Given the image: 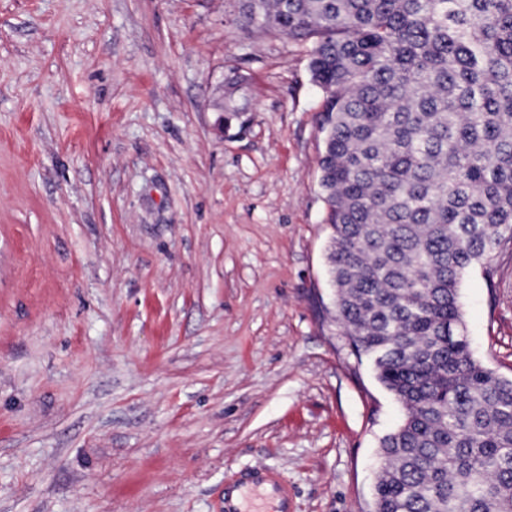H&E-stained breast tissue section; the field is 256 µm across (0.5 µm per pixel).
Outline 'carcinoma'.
<instances>
[{"instance_id":"carcinoma-1","label":"carcinoma","mask_w":512,"mask_h":512,"mask_svg":"<svg viewBox=\"0 0 512 512\" xmlns=\"http://www.w3.org/2000/svg\"><path fill=\"white\" fill-rule=\"evenodd\" d=\"M309 45L336 322L404 409L374 512H512V378L460 329L512 240V0H240Z\"/></svg>"}]
</instances>
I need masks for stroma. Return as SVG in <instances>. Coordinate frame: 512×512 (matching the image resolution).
Segmentation results:
<instances>
[{
	"label": "stroma",
	"instance_id": "stroma-1",
	"mask_svg": "<svg viewBox=\"0 0 512 512\" xmlns=\"http://www.w3.org/2000/svg\"><path fill=\"white\" fill-rule=\"evenodd\" d=\"M239 0H0V512H372L402 419L336 323L304 46ZM512 377V244L458 284ZM236 488V489H234ZM234 490H239L240 501L234 497ZM255 493L267 507L275 504L274 512H294L292 507V491L288 483L274 469L265 464H256L248 474L232 487H224V512H261L258 507L246 505L248 494Z\"/></svg>",
	"mask_w": 512,
	"mask_h": 512
}]
</instances>
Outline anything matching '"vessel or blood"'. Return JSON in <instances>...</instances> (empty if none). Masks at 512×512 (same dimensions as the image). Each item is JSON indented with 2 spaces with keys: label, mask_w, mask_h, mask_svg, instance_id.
Instances as JSON below:
<instances>
[{
  "label": "vessel or blood",
  "mask_w": 512,
  "mask_h": 512,
  "mask_svg": "<svg viewBox=\"0 0 512 512\" xmlns=\"http://www.w3.org/2000/svg\"><path fill=\"white\" fill-rule=\"evenodd\" d=\"M256 494L261 504H272L273 512H293L292 491L274 469L264 464L250 468L232 488L224 490L223 512H261L260 506L248 507L249 494Z\"/></svg>",
  "instance_id": "b4317fda"
}]
</instances>
